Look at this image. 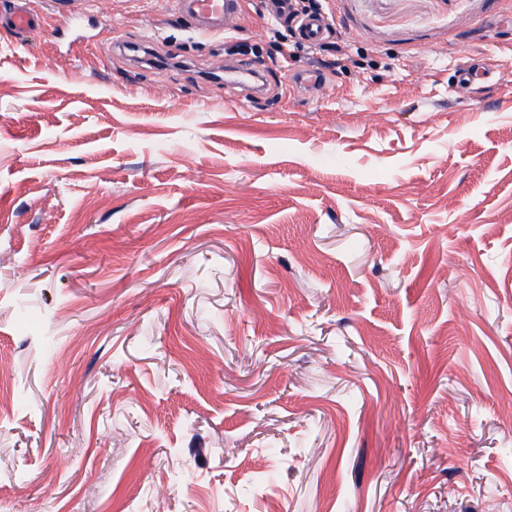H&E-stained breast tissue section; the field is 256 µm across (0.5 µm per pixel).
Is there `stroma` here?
Segmentation results:
<instances>
[{
	"label": "stroma",
	"mask_w": 512,
	"mask_h": 512,
	"mask_svg": "<svg viewBox=\"0 0 512 512\" xmlns=\"http://www.w3.org/2000/svg\"><path fill=\"white\" fill-rule=\"evenodd\" d=\"M30 6L0 27V512H512V0H325L317 88L264 0L220 35ZM246 63L262 98L211 77ZM40 18L34 15L28 1L10 0L8 7L0 12V24L16 34L28 31L33 25H37Z\"/></svg>",
	"instance_id": "1"
}]
</instances>
